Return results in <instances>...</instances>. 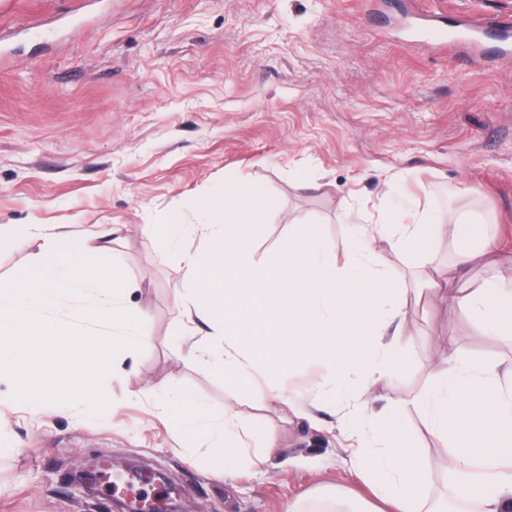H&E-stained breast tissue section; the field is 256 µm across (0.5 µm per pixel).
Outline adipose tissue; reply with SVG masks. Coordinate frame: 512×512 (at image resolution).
<instances>
[{
  "mask_svg": "<svg viewBox=\"0 0 512 512\" xmlns=\"http://www.w3.org/2000/svg\"><path fill=\"white\" fill-rule=\"evenodd\" d=\"M204 211L210 219L204 227L207 248L192 255L174 245L169 248L184 269L175 296L188 317L211 328L214 370L241 379L244 393L255 400L283 399L275 386L259 388L253 380L258 375L272 378L299 355L325 367L319 386L324 394L341 393L356 376L371 385L390 378L394 366L388 352L393 342L382 328L405 326L407 312L398 300V283L378 259L377 245L383 241L397 254H416L431 270L432 290L468 317L482 336L512 334V289L493 278L478 288H454L436 266L430 242L421 237L426 227L437 234L450 231L461 243L452 268L464 270L488 247L476 232L474 215L461 214L446 227L426 209L397 212L360 229L340 264L331 243L310 229L283 242L272 261H255L253 235L239 200L222 197ZM282 323L288 326L284 351L274 344ZM432 380L415 404L430 432L445 440L449 449L453 499L461 504L478 502V512H512V474L483 478L477 472L483 463L512 465V366L466 367L453 346L443 344L433 363ZM187 430L249 467L265 464L277 452L272 438L262 450L250 451L229 410L218 420L199 412L173 426L178 435ZM353 474L374 496L367 512L388 507L393 512H438L432 478L405 443L396 416L375 428L371 447L356 456Z\"/></svg>",
  "mask_w": 512,
  "mask_h": 512,
  "instance_id": "adipose-tissue-1",
  "label": "adipose tissue"
}]
</instances>
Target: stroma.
I'll list each match as a JSON object with an SVG mask.
<instances>
[{
    "label": "stroma",
    "instance_id": "obj_1",
    "mask_svg": "<svg viewBox=\"0 0 512 512\" xmlns=\"http://www.w3.org/2000/svg\"><path fill=\"white\" fill-rule=\"evenodd\" d=\"M512 16V0H0V224L113 229L105 257L149 314L140 351L115 361L113 403H32L0 377V512H113V476L149 498L177 490L181 512H286L317 483L355 488L350 442L336 428L358 385L325 397L314 419L318 365L278 373L293 404L256 402L191 355L174 286L179 266L144 225L178 227L201 250L204 203L226 188L259 190L254 255L270 257L310 225L345 259L355 225L416 204L442 223L484 222L489 253L457 284L512 281V57L497 38L481 50L415 46L409 16ZM379 254L405 288L398 366L377 398L413 397L431 382L440 344L465 364L512 361V335L479 336L469 318L425 292L414 256ZM176 380L179 392L161 386ZM236 415L248 448L275 436L279 454L224 474L219 449L180 438L173 422ZM439 494L449 455L423 415H400ZM94 492L76 480L102 461Z\"/></svg>",
    "mask_w": 512,
    "mask_h": 512
}]
</instances>
